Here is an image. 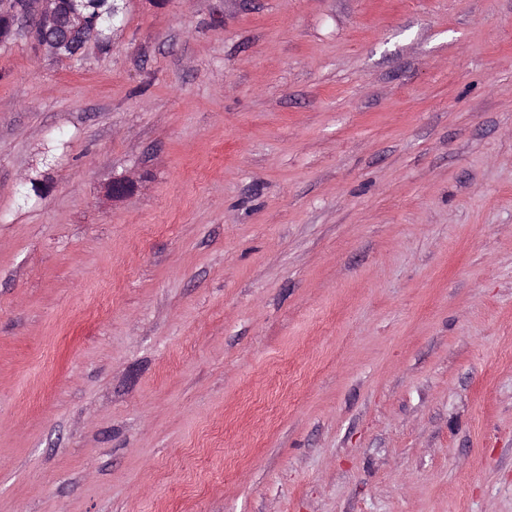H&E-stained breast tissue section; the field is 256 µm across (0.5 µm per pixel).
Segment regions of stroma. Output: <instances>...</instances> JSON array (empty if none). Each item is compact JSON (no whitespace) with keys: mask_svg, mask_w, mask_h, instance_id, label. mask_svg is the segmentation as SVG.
Listing matches in <instances>:
<instances>
[{"mask_svg":"<svg viewBox=\"0 0 512 512\" xmlns=\"http://www.w3.org/2000/svg\"><path fill=\"white\" fill-rule=\"evenodd\" d=\"M0 512H512V0L0 49Z\"/></svg>","mask_w":512,"mask_h":512,"instance_id":"1","label":"stroma"}]
</instances>
